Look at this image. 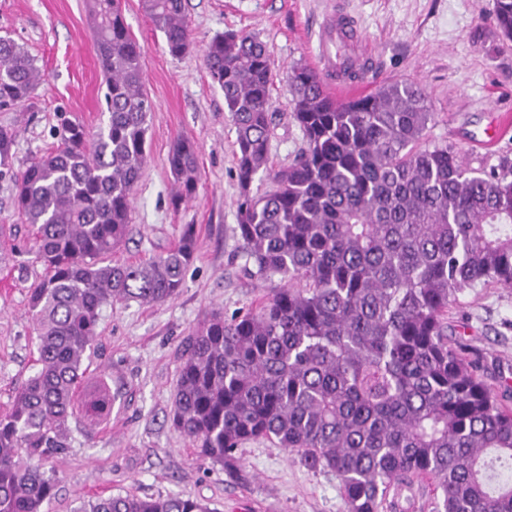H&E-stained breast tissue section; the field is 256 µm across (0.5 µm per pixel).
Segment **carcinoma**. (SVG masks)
I'll return each mask as SVG.
<instances>
[{"label": "carcinoma", "mask_w": 512, "mask_h": 512, "mask_svg": "<svg viewBox=\"0 0 512 512\" xmlns=\"http://www.w3.org/2000/svg\"><path fill=\"white\" fill-rule=\"evenodd\" d=\"M173 57L192 41L184 0H144ZM107 121L94 133L59 116L55 149L13 171V133L0 129V179L36 229L30 288L36 370L0 416V512H48L71 449L69 419L100 312L114 301L174 299L197 242L143 264H115L146 163L148 118L140 46L119 0H91ZM493 19L512 43V0ZM204 62L236 130L237 231L243 269L285 285L227 321L213 310L189 334L172 425L197 456L239 476L236 452L266 439L336 475L347 512H382L391 490L431 481L436 512H512V407L461 348L448 343V306L466 290H512V160L487 172L428 140L435 123L419 85L396 81L335 101L306 66L287 72L303 135L275 168L270 107L275 64L257 37L226 31ZM43 79L28 52L0 37V108L28 101ZM179 203L196 193L197 149L168 155ZM268 188L252 192L256 179ZM111 411L106 390L87 403ZM77 512H212L201 500L112 495Z\"/></svg>", "instance_id": "obj_1"}]
</instances>
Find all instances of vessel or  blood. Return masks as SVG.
I'll return each mask as SVG.
<instances>
[{
	"mask_svg": "<svg viewBox=\"0 0 512 512\" xmlns=\"http://www.w3.org/2000/svg\"><path fill=\"white\" fill-rule=\"evenodd\" d=\"M323 43V55L330 58L331 69L336 74V96L345 99L356 87L351 72L369 76L374 65L372 56L357 52L356 46L361 33L344 11H336L329 24L320 34Z\"/></svg>",
	"mask_w": 512,
	"mask_h": 512,
	"instance_id": "b4317fda",
	"label": "vessel or blood"
}]
</instances>
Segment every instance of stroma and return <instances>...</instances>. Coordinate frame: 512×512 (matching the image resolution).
Here are the masks:
<instances>
[{
    "instance_id": "1",
    "label": "stroma",
    "mask_w": 512,
    "mask_h": 512,
    "mask_svg": "<svg viewBox=\"0 0 512 512\" xmlns=\"http://www.w3.org/2000/svg\"><path fill=\"white\" fill-rule=\"evenodd\" d=\"M494 0H185L192 46L172 57L143 0H121L131 37L141 49L144 91L151 103L144 175L135 191L132 222L112 258L139 264L178 243L195 227L197 249L175 299L163 304L117 302L104 307L81 396L106 386L116 400L107 418L77 411L72 449L55 469L57 496L49 512H78L102 496H180L206 501L213 512H346L340 482L309 468L298 454L270 442H245L237 455L246 481L220 464L199 461L171 425L183 342L215 309L231 319L280 288L279 279L243 271L236 234L239 186L236 133L224 93L202 61L216 35L245 31L263 41L280 76L271 89L275 122L270 155L290 165L302 145L282 77L296 64L316 67L319 28L341 7L356 18L377 57L363 94L399 80L425 89L435 114L432 142L450 144L474 168L512 158V133L490 150L477 148L501 109L512 110V47L502 44ZM10 35L35 58L41 83L24 104L0 109V128L15 135V171L56 147L57 113L70 112L89 129L106 121L105 85L94 48L88 0H0V35ZM198 147L195 199L172 204L176 190L168 154L177 139ZM11 181L0 180V414L34 373L37 338L27 286L40 276L33 235L13 202ZM448 326L500 387L512 379V290H466L448 312Z\"/></svg>"
}]
</instances>
